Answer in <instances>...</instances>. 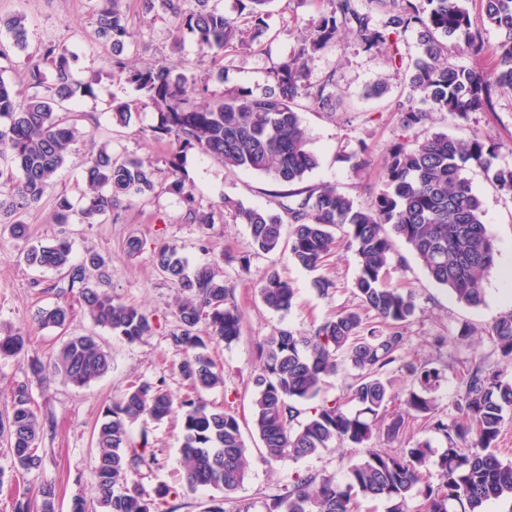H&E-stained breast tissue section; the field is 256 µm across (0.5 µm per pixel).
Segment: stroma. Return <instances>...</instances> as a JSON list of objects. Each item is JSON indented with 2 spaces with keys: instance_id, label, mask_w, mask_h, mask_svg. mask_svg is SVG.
I'll use <instances>...</instances> for the list:
<instances>
[{
  "instance_id": "stroma-1",
  "label": "stroma",
  "mask_w": 512,
  "mask_h": 512,
  "mask_svg": "<svg viewBox=\"0 0 512 512\" xmlns=\"http://www.w3.org/2000/svg\"><path fill=\"white\" fill-rule=\"evenodd\" d=\"M90 0H0V16L20 13L29 26V46L53 42L74 54L75 74L93 84V95L76 102L79 126L92 140L79 144L55 184L23 216L31 237L44 243L59 236L72 242L74 258L96 253L106 261L105 275L96 279L97 288L120 302L134 306L152 321V333L137 342H127L95 326L84 314L77 293L67 292L66 281L51 270L28 267L20 256L23 244L9 230L0 227V324L22 329L30 339L27 354L0 358V417L11 411V391L20 382L28 383L34 407L44 424L41 451L43 469L19 473L11 467L7 442L0 438V512H12L16 494H37L45 483L57 490L56 512H70L74 499L96 503L93 461L96 450L92 433L103 412L118 401L134 381L164 380L173 396H181L185 385L178 373L183 352L171 335L179 325L174 299L177 287L153 264L156 247L176 245L189 268L210 265L232 287L241 314L242 335L232 344L214 343L209 353L224 373L222 387L205 392L207 402L233 413L239 420L252 466L243 485L234 493L235 505L249 512H265L269 495L290 488L296 476L332 475L342 477L349 464L359 461L364 451L345 444L298 461L269 462L261 454V442L251 425L250 401L254 392L252 376L258 367L256 343L276 328L289 327L308 332L314 324L343 308L357 305L353 293L359 263L354 249L339 247L322 269L308 272L297 267L287 249L273 253L256 251L249 230L234 218L233 203L260 207L283 214L278 186L267 176L250 172H229L215 159L191 150L182 158L186 183L191 186L198 211L214 216L213 224L201 227L189 216L181 196L170 190L173 180L169 160L173 150L168 140L155 139L151 128L156 111L143 105L132 85L111 73L112 50L94 36ZM136 32L134 45L126 50L129 65H158L182 60L185 73L209 94L249 87L261 91L267 73L292 51L300 28L316 22L329 9L327 0H271L265 34L249 50H226L216 57L199 58L198 48L188 32L176 29L174 18L162 7H148L145 0H122ZM335 74L342 105L326 113L307 99L297 101L296 110L308 131L309 147L319 164L304 180L317 187L336 184L358 205L370 203L383 181V159L391 146L401 141L405 131L393 101L405 92L401 76L389 74L382 59L363 53L354 41L317 54L308 63V79L317 82ZM388 76L389 89L380 97L368 96V89L381 76ZM129 104L132 118L122 126L112 118L117 105ZM429 132H445L467 139L478 135L496 145L495 166H512V97L497 101L494 111L473 112L467 118L437 112ZM109 144L115 156L136 157L155 171L154 188L138 198L122 201L99 224H58L54 221L57 199L67 196L82 205L85 185L81 172L91 144ZM485 211L484 222L496 239L499 255L495 266L484 276L485 303L470 308L459 303L434 283L412 257L404 242L395 244V261L389 272V286L410 291L416 311L407 327L406 355L432 363L448 377L437 393L441 411H450L461 388L459 372L473 347L491 348L488 331L497 317L512 310V301L503 296V283L512 276V194L501 191L483 169L466 171ZM141 241V249L128 255L130 238ZM277 270L296 292L287 312L267 309L258 293V280L266 270ZM328 281V290H318L314 282ZM70 304L75 317L64 329L43 328L35 315L39 309L60 302ZM474 329L466 341L453 340L461 324ZM92 335L112 356V369L101 380L78 388L56 379L38 382L29 369L31 357L46 358L63 336ZM448 337L445 345L437 337ZM181 414L173 412L161 421L143 417L131 427L133 441L148 437L159 464L135 474L145 492L161 483L179 487V497L170 499L171 512H203L209 490L190 492L182 487L179 454Z\"/></svg>"
}]
</instances>
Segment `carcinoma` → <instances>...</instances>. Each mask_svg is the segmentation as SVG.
<instances>
[{
    "instance_id": "carcinoma-1",
    "label": "carcinoma",
    "mask_w": 512,
    "mask_h": 512,
    "mask_svg": "<svg viewBox=\"0 0 512 512\" xmlns=\"http://www.w3.org/2000/svg\"><path fill=\"white\" fill-rule=\"evenodd\" d=\"M234 16L212 0H161L176 20V29L193 36L199 54L217 49L247 48L266 29V7L271 0H236ZM329 11L300 31L288 58L268 73L259 94L238 88L212 100L198 101L205 88L188 79L181 63L142 69L124 61L135 33L120 0H94L96 35L112 47V74L134 86L144 105L157 113L154 136L167 137L179 154L197 150L230 171H250L271 178L283 188L280 197L293 224L287 247L291 260L306 271H316L329 256L344 230L359 259L354 288L360 307L326 318L307 333L288 327L276 329L257 343L259 369L254 378L253 427L266 459H303L348 443L365 449L350 464L344 479L298 476L286 492L270 496L267 512H354L357 496L388 503L387 512H408V500L420 498L417 512H486L489 504L512 499V462L496 454L503 413L512 409V382L503 380L489 363L491 356L512 360V311L499 316L489 336V353L475 348L462 371L460 394L450 415L439 412L436 393L445 380L442 370L421 361L406 360L407 326L416 304L410 293L384 285L393 255L394 239L403 240L429 277L448 289L464 305L485 303L482 280L495 266L497 250L484 224L481 198L464 175L467 165L492 173L497 186L512 193V167L495 168L496 148L475 135L459 139L446 133L423 138L432 113L447 112L465 118L471 112L494 110L498 97L512 94V0H479L482 24L471 19L464 0H328ZM497 31L491 41L486 27ZM0 27L13 45L28 47L27 19L22 14L0 17ZM417 37L419 55L406 56L407 34ZM352 37L364 52L384 57L396 73L404 74L409 92L395 103L410 138L395 144L384 162V181L367 207L358 206L336 185L304 187L305 177L318 166L307 147V131L295 111L304 97L322 112H335L342 101L335 74L317 83L307 81L312 57ZM485 63L476 70L449 61L448 44ZM74 56L51 42L42 45L30 63L25 94L0 77V224L23 242V261L54 270L78 290L84 311L94 325L129 342L152 332L149 317L137 308L118 303L91 281L90 271H102L104 260L90 253L72 257V243L58 237L49 244L31 240L22 215L53 187L76 145L86 137L78 119L59 114L64 102L92 93L91 85L74 77ZM52 70L47 80L44 66ZM84 202L74 209L61 196L55 221L96 224L121 197L142 195L154 187V169L136 158L120 159L103 144L87 153L83 167ZM170 189L181 195L189 214L199 224L214 222L213 214H196L192 189L179 178ZM235 218L247 225L253 246L264 253L283 243L279 216L264 209L235 205ZM153 262L177 285L180 325L173 334L184 351L179 373L188 392L174 399L164 382L129 385L117 402L106 407L93 430L97 455L94 464L97 504L101 512H166L164 506L177 491L160 484L154 495L131 480L142 467L158 465L147 436L140 444L130 439V427L142 415L155 420L182 410L181 455L186 488H210L204 512H227L231 495L250 469L248 448L235 415L207 403L201 393L223 384L221 373L207 354V345H229L241 336V315L228 287L213 267L192 271L175 245L164 243ZM260 299L270 310L288 311L295 290L277 271L259 279ZM372 312L380 319L367 321ZM67 304L37 312L44 328H60L72 321ZM27 349V336L16 329L0 331V357L17 356ZM350 369L349 397L328 395L329 379L341 365ZM112 369V357L93 336H69L49 362L31 361V373L44 382L60 377L85 387ZM405 373L409 384L394 392L388 374ZM356 405L347 408V401ZM10 414L0 419L12 468L30 473L44 464L38 444L43 426L34 411L29 385L12 389ZM394 409H389V406ZM426 420L448 448L435 454L431 444L390 451L374 448L377 433L394 441L411 421ZM56 487L39 488L13 501V512H56Z\"/></svg>"
}]
</instances>
